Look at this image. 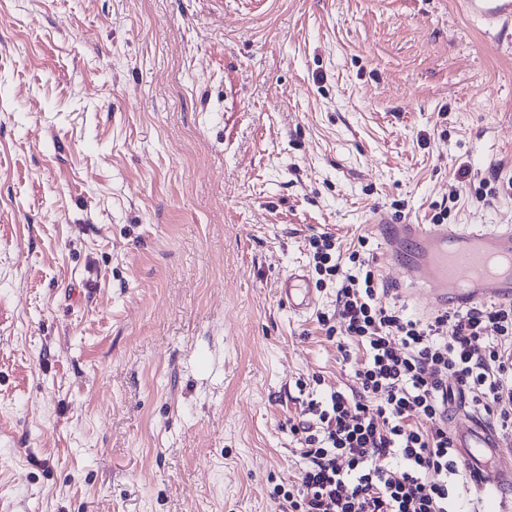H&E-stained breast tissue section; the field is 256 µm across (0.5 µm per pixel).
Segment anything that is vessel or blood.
<instances>
[{"label": "vessel or blood", "mask_w": 512, "mask_h": 512, "mask_svg": "<svg viewBox=\"0 0 512 512\" xmlns=\"http://www.w3.org/2000/svg\"><path fill=\"white\" fill-rule=\"evenodd\" d=\"M466 11L489 26L512 29V0H461ZM372 224L384 242L389 268L401 273L402 287L425 297L431 307L463 308L489 299L512 303L511 224H396L376 212ZM281 300L301 315L317 304L314 288L300 268L281 282ZM454 445L473 489L494 504L501 488L512 485V456L505 439L465 402L455 408Z\"/></svg>", "instance_id": "obj_1"}]
</instances>
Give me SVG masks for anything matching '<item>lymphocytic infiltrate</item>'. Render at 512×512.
<instances>
[{
  "label": "lymphocytic infiltrate",
  "mask_w": 512,
  "mask_h": 512,
  "mask_svg": "<svg viewBox=\"0 0 512 512\" xmlns=\"http://www.w3.org/2000/svg\"><path fill=\"white\" fill-rule=\"evenodd\" d=\"M315 270L337 285V321L318 315L338 350L362 349L351 392L310 400L290 425L302 460L274 487L280 512H476L466 506L448 431L452 390L512 430V304L427 321L382 302L360 250L341 264L332 235L311 238Z\"/></svg>",
  "instance_id": "1"
}]
</instances>
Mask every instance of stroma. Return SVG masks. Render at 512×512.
Segmentation results:
<instances>
[{
	"label": "stroma",
	"mask_w": 512,
	"mask_h": 512,
	"mask_svg": "<svg viewBox=\"0 0 512 512\" xmlns=\"http://www.w3.org/2000/svg\"><path fill=\"white\" fill-rule=\"evenodd\" d=\"M443 208L512 225V35L459 0H0V512H278L363 360L283 277L365 237L427 320L369 220ZM281 300L288 310L297 315L312 310L317 304L315 288H311L309 278L302 268H294L281 282Z\"/></svg>",
	"instance_id": "stroma-1"
}]
</instances>
